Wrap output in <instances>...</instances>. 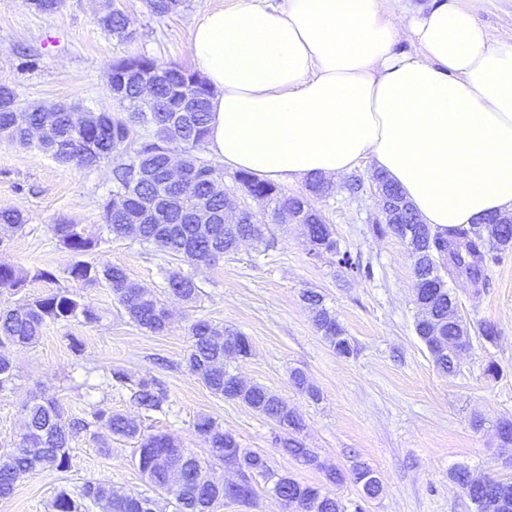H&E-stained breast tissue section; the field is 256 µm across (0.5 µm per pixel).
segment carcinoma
<instances>
[{
	"label": "carcinoma",
	"instance_id": "obj_1",
	"mask_svg": "<svg viewBox=\"0 0 512 512\" xmlns=\"http://www.w3.org/2000/svg\"><path fill=\"white\" fill-rule=\"evenodd\" d=\"M182 4L183 0H147L150 12L160 17L176 13ZM99 26L122 40L134 38L124 10L112 4L99 16ZM109 78V98L124 108L125 113H114L109 108L78 112L72 104H58L53 106V125L38 138L31 135L30 129L39 123L43 107L30 106L26 112L17 111L16 92L1 84L0 138L21 144L34 141L43 152L80 168L110 167L112 195L125 200L120 212L112 210L110 199L103 205V226L111 236L123 237L133 231L140 243L159 242L170 256L189 262L211 261L231 254L243 238L272 246L264 238L266 219L263 215L252 224L224 223L227 196L224 182L213 178L212 164L196 155L207 143L210 99L214 95L204 77L197 71L172 63L163 65L153 57L137 54L113 61ZM146 82L151 84L153 96L147 108L141 99ZM188 83L195 86L191 99L182 94V88ZM139 128L143 133L136 139L134 134ZM174 145L182 148L185 154L182 163L187 171L186 181L175 191L164 181ZM235 181L244 194L266 200L274 216L287 208L301 213L306 235L319 255H333L339 266L355 273L363 272L350 252L340 250L332 226L325 223L307 197L287 196L275 184L257 180L244 172L237 173ZM373 181L381 193L390 194L400 202V210L389 217L387 228L414 247L416 285L423 286V294L415 296L420 310L415 331L434 354L439 370L452 374L457 368V355L464 346L458 343L457 304L440 272L452 278L464 276L477 288L484 286L489 265L497 263L502 253L512 248V219L502 216L497 224L432 230L419 222L395 184L376 174ZM199 197L211 202L212 232L208 235L200 233L198 225L191 223L187 215ZM27 221L18 210L0 209V226H9L17 232ZM53 232L79 257L67 269L70 280L83 287L105 283L137 326L153 333L167 328L168 311L156 295L130 281L119 267L80 259L100 245L101 237L80 224H55ZM30 275L35 279H55L50 270L36 269L29 274L13 265L0 264V291L21 292ZM168 287L172 294L187 302L194 301L199 294V287L190 276L174 275L168 280ZM303 298L314 311L316 328L330 347L341 356L352 355L354 346L330 314L323 296L308 291ZM80 318L91 323L96 320V314L83 295L68 288H59L46 296H26L14 307L1 310L0 389L13 379L12 347L36 343L48 321ZM189 332L192 345L185 357L188 372L213 394L241 402L286 430L287 437L280 440L283 452L301 465L321 471L325 483L305 484L288 473L272 471L261 453L241 448L237 439L224 432L213 418L201 416L194 430L208 445L212 456L234 465L240 477L254 486L264 482L267 490L283 502L285 512H347L330 487L343 483L349 475L364 497L379 496L382 484L375 480L376 472L370 466L356 463L347 474L321 461L314 449L305 447L298 439L304 424L279 396L258 384H242L237 374L227 368L224 350L228 346L239 347L244 357H249L251 345L247 337L230 334L224 327L204 319L194 320ZM438 334L448 345L447 354L443 356L435 355L433 343ZM111 380L129 389L131 401L148 413L161 412L168 403L167 391L155 378L137 377L122 369H113ZM291 380L311 399H320V392L307 383L302 372L293 371ZM23 413L25 432L18 449L0 460V498L11 495L17 483L29 475L47 470L63 472L70 468L71 442L90 432L92 427L103 424L112 435L133 443L134 464L158 498L117 490L106 483L87 482L76 497L59 492L53 503L55 512H89L92 507L101 512H156L160 498L170 504L174 512H214L216 505L226 499L249 507L255 504L256 492H251L246 499L239 498L228 485L209 478L202 460L185 451L170 436L146 434L123 414L94 409L83 416L70 417L57 399L42 397L25 405ZM451 478L477 503L479 512H512V482L485 480L477 483L473 472L466 467L457 468Z\"/></svg>",
	"mask_w": 512,
	"mask_h": 512
}]
</instances>
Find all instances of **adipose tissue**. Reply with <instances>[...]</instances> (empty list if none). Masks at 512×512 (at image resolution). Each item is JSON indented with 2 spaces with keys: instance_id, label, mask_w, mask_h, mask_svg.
<instances>
[{
  "instance_id": "obj_1",
  "label": "adipose tissue",
  "mask_w": 512,
  "mask_h": 512,
  "mask_svg": "<svg viewBox=\"0 0 512 512\" xmlns=\"http://www.w3.org/2000/svg\"><path fill=\"white\" fill-rule=\"evenodd\" d=\"M388 3L209 12L189 55L214 90L211 154L288 183L368 160L433 227L512 212V36L478 22L484 0H438L404 22ZM404 40L412 51H398Z\"/></svg>"
}]
</instances>
